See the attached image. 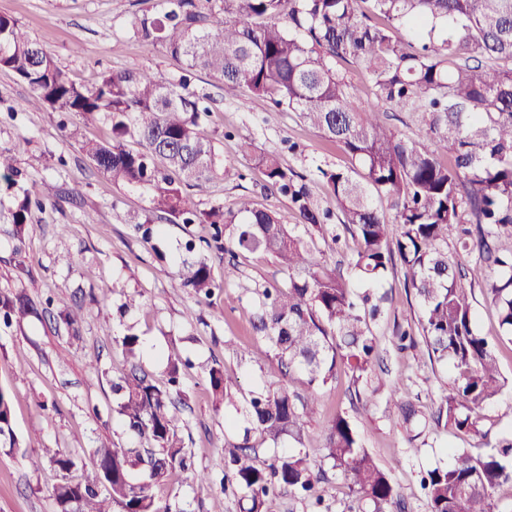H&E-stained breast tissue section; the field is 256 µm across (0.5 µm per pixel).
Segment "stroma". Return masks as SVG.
I'll return each mask as SVG.
<instances>
[{"label": "stroma", "mask_w": 512, "mask_h": 512, "mask_svg": "<svg viewBox=\"0 0 512 512\" xmlns=\"http://www.w3.org/2000/svg\"><path fill=\"white\" fill-rule=\"evenodd\" d=\"M153 3L0 0V14L15 19L76 83L91 85L104 71L144 68L176 79L183 72L182 61L141 45L128 33L134 16ZM192 83L213 99L210 124L222 169L218 178L191 190L198 208L220 202L232 213L246 196L256 207L276 212L282 223H295L287 198L264 189L253 159L240 153L245 139L258 150L279 153L304 175L319 206L335 208L317 170L347 165L340 149L303 125L295 113L277 110L265 99L247 92L225 96L222 83L203 72L195 73ZM29 95L27 84L0 69V146L16 156L24 188L46 199L45 208L32 213L33 231L25 242L0 224V291L21 287L37 303L50 293L78 297L83 321L77 340L55 329L49 319L35 316L0 327V390L12 398L21 441L14 453L0 450V512H54L52 490L61 475L46 459L33 466L32 457L42 449L75 452L77 465L70 476L76 479L90 462V449L114 442L133 445L112 416V383L126 369L112 339L127 333L143 339V365L158 385L167 381L169 352L192 361L183 375L178 434L191 452L194 469L208 472L211 481L198 486L175 473L153 487L156 500L179 506L181 512H241L242 492L224 477V446L237 439L236 430L226 424L234 412L214 402L208 371L219 366L236 378L241 397L267 380L275 360L254 329L255 305L258 290L281 284L283 274L270 255L243 254L237 259V276L223 292L205 299L183 288L177 265L189 240L195 242L197 255L211 258L215 278H224L223 261L207 246L209 226L164 221L155 242H144L133 224L147 206L145 195L113 186L82 155L78 142L64 137L57 117L24 108ZM20 264L30 271L21 280L15 276ZM386 288L390 309L375 327L384 379L401 381L410 396L430 405L451 384L452 373L415 351L400 353L391 346L394 327L411 323L417 306L404 286L402 270L389 275ZM132 298L138 307L119 313V306ZM472 307L482 335L499 344V369L509 382L485 410L487 427L499 435L512 430V342L500 339L497 313L480 288L472 290ZM347 387L342 375L322 395L321 413L305 429L310 458L317 461L323 454L327 420L345 413L380 464L400 459L391 477L410 512H427L422 475L445 464L449 449L474 447V440L465 434L441 436L431 425L415 447H407L394 406L382 397L368 407L351 405ZM328 478L322 506L284 490L270 512H345L348 488L336 473Z\"/></svg>", "instance_id": "obj_1"}]
</instances>
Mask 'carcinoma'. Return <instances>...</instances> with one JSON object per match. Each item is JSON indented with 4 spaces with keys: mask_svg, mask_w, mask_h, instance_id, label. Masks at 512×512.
<instances>
[{
    "mask_svg": "<svg viewBox=\"0 0 512 512\" xmlns=\"http://www.w3.org/2000/svg\"><path fill=\"white\" fill-rule=\"evenodd\" d=\"M402 26L420 47L394 36ZM143 44L180 57L185 74L167 79L149 70L102 73L89 87L70 81L55 59L12 18L0 15V68L30 89L25 106L79 120L100 118L108 140H84L80 151L115 186L144 193L148 209L137 230L150 239L153 218L172 224H207L209 247L218 254L266 253L286 281L265 287L254 327L277 362L275 379L252 392L244 407L242 439L231 445L229 472L240 486L244 512H269L278 491L288 489L316 505L324 502L327 477L301 451L285 452L267 467L257 448L304 432L336 375L350 377V399L375 402V324L389 297L380 292L396 264L418 306L417 330L430 363L451 366L453 380L431 414L399 396L397 409L408 447L413 426L432 418L446 433H464L486 448H456L448 464L422 479L428 512H494L498 488L512 483V432L488 440L483 410L501 396L497 344L482 336L468 280L494 306L501 338L512 342V0H157L131 21ZM364 71L376 107H361L362 89L345 66ZM205 71L224 84V95L242 89L274 108L294 112L330 144L343 149L345 167L318 168L336 202L338 223L314 202L303 176L273 153L241 150L254 158L266 187L288 198L298 219L282 224L248 199L226 216L216 203L198 209L185 187L201 188L218 175L207 94L191 86L189 73ZM416 112L418 139H405L383 119L387 111ZM11 151L0 147V224L22 242L30 217L45 201L20 184ZM240 222H235V219ZM232 233H227V230ZM354 242L347 268L331 264L320 245ZM474 256L465 265L461 255ZM181 285L210 297L223 287L208 259L183 260ZM55 327L81 336L80 306L47 298ZM38 315L21 290L0 292V323ZM130 371L112 386L113 418L145 448L120 444L91 450L94 470L80 481L53 488L56 512H172L151 493L175 471L200 485L207 475L192 468L178 436L172 408L181 395L179 365L170 354L167 385L160 387L141 365L142 339L113 338ZM414 333L396 326L393 345L416 348ZM306 377L309 391H290L288 379ZM216 399L234 402L235 380L214 367L208 373ZM20 447L12 399L0 391V448ZM324 455L346 481L347 512H406L389 471L348 417L328 420ZM50 461L61 472L76 466L70 453Z\"/></svg>",
    "mask_w": 512,
    "mask_h": 512,
    "instance_id": "cac0c4a2",
    "label": "carcinoma"
}]
</instances>
